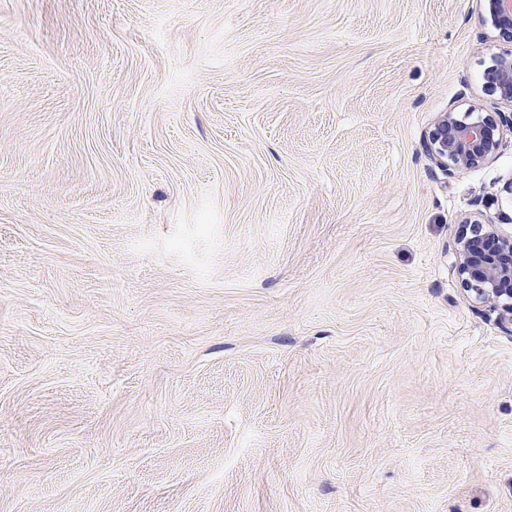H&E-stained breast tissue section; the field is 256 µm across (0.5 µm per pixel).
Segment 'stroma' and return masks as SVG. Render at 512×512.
I'll use <instances>...</instances> for the list:
<instances>
[{
    "label": "stroma",
    "mask_w": 512,
    "mask_h": 512,
    "mask_svg": "<svg viewBox=\"0 0 512 512\" xmlns=\"http://www.w3.org/2000/svg\"><path fill=\"white\" fill-rule=\"evenodd\" d=\"M486 0H0V512H512ZM480 108L440 112L423 138L428 156L449 178L479 167L498 154L504 133L512 134V110L483 116ZM459 224L458 277L477 300L501 306L500 321L510 324L512 331V236L484 231L476 216Z\"/></svg>",
    "instance_id": "35a3bbf8"
}]
</instances>
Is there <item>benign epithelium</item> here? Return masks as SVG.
Wrapping results in <instances>:
<instances>
[{
	"mask_svg": "<svg viewBox=\"0 0 512 512\" xmlns=\"http://www.w3.org/2000/svg\"><path fill=\"white\" fill-rule=\"evenodd\" d=\"M484 22L512 42V0H488ZM499 100L512 106V47L499 53L485 73ZM512 132V113L482 115L470 106L464 112H439L423 138L428 156L453 178L479 167L498 154L505 131ZM457 274L464 287L483 303L501 307L500 321L512 325V237L483 228L480 218L461 221Z\"/></svg>",
	"mask_w": 512,
	"mask_h": 512,
	"instance_id": "1",
	"label": "benign epithelium"
}]
</instances>
